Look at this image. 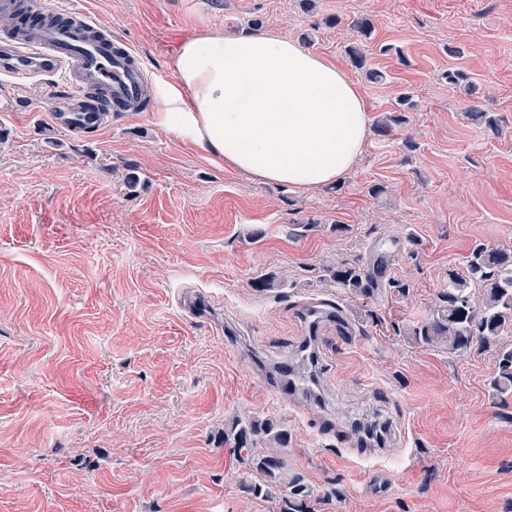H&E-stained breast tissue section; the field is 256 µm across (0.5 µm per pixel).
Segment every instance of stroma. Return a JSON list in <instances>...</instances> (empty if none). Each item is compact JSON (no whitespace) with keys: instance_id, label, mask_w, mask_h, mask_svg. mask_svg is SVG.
<instances>
[{"instance_id":"stroma-1","label":"stroma","mask_w":512,"mask_h":512,"mask_svg":"<svg viewBox=\"0 0 512 512\" xmlns=\"http://www.w3.org/2000/svg\"><path fill=\"white\" fill-rule=\"evenodd\" d=\"M47 2L143 56L150 102L87 137L49 88L0 83V512H286L224 446L237 417L284 433L304 512H512V397L489 387L512 334L458 358L409 334L475 246L512 251V0ZM227 29L362 86L336 184L259 182L159 124L182 41ZM382 252L373 291L322 278Z\"/></svg>"}]
</instances>
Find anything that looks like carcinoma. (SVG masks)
Masks as SVG:
<instances>
[{
    "mask_svg": "<svg viewBox=\"0 0 512 512\" xmlns=\"http://www.w3.org/2000/svg\"><path fill=\"white\" fill-rule=\"evenodd\" d=\"M326 277L345 292L365 293L375 287L373 271L359 263H339L326 269ZM512 333V252L472 251L466 272L448 271V286L437 295L430 317L411 330V335L427 345L448 348L459 356L476 342H488ZM490 388L501 399L512 395V347L499 351L498 365ZM268 429L258 421H248L224 434V444L242 452L258 447L259 437ZM257 470L283 486L295 483L288 475V464L270 453Z\"/></svg>",
    "mask_w": 512,
    "mask_h": 512,
    "instance_id": "obj_1",
    "label": "carcinoma"
}]
</instances>
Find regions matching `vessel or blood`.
I'll use <instances>...</instances> for the list:
<instances>
[{
    "mask_svg": "<svg viewBox=\"0 0 512 512\" xmlns=\"http://www.w3.org/2000/svg\"><path fill=\"white\" fill-rule=\"evenodd\" d=\"M34 21L18 19L19 0H0L10 18L9 36L0 41V81L15 87L50 75L65 85L53 105L58 125L94 133L112 112L135 111L148 75L147 65L127 45L113 41L112 29L87 13L68 12L65 23L50 22L52 8L32 0Z\"/></svg>",
    "mask_w": 512,
    "mask_h": 512,
    "instance_id": "vessel-or-blood-1",
    "label": "vessel or blood"
}]
</instances>
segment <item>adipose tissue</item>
Returning a JSON list of instances; mask_svg holds the SVG:
<instances>
[{
    "label": "adipose tissue",
    "mask_w": 512,
    "mask_h": 512,
    "mask_svg": "<svg viewBox=\"0 0 512 512\" xmlns=\"http://www.w3.org/2000/svg\"><path fill=\"white\" fill-rule=\"evenodd\" d=\"M157 114L209 161L298 191L338 182L368 134L365 93L299 42L261 32L186 38Z\"/></svg>",
    "instance_id": "adipose-tissue-1"
}]
</instances>
